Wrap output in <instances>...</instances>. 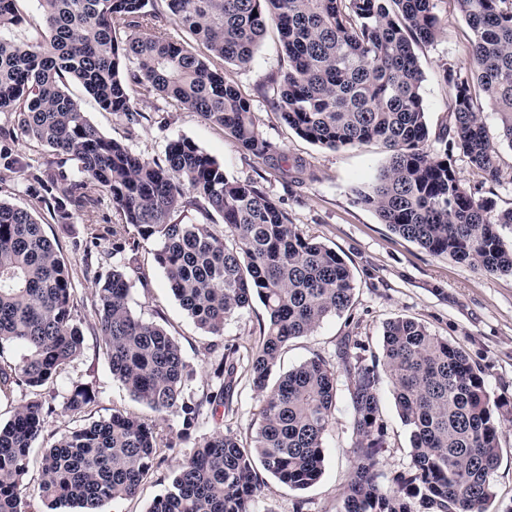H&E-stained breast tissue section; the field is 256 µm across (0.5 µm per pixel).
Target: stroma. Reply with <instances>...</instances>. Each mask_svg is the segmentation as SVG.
I'll list each match as a JSON object with an SVG mask.
<instances>
[{"mask_svg":"<svg viewBox=\"0 0 512 512\" xmlns=\"http://www.w3.org/2000/svg\"><path fill=\"white\" fill-rule=\"evenodd\" d=\"M442 29L429 44L415 52L423 71L421 96L426 121L433 135L451 121L452 100L443 79L445 71L467 74L473 66L472 33L455 0H435ZM288 68L276 29H268L249 66H227L226 72L252 103L253 119L263 137L306 165L309 175L296 182L283 177L267 164L245 153L223 129L197 113L184 110L161 94L135 96L142 112L140 124L103 111L77 83L69 90L89 122L106 137L121 141L135 154L150 161H163L167 145L185 138L213 156L226 177L255 181L287 212L300 233L340 253L349 263L354 284L350 308L332 315L310 335L291 340L282 352L278 371H286L321 355L335 361L344 337L365 345L368 354L380 355L385 324L397 317L412 318L450 343L465 350L481 368L488 390L512 401V275H490L466 263L436 256L380 223L377 215L357 202L354 190L369 182L385 163L387 152L379 143L346 146L336 150L299 137L274 112L261 87L270 77H281ZM451 163L464 183L478 196L493 198L497 210L512 209V147L500 144L498 178L485 180L468 158L453 153ZM73 161L53 155L47 147L24 136L13 115L0 114V199L30 211L45 235L56 240L69 263L76 284V298L84 316L85 342L80 356L69 366L68 380L93 382L96 402L88 421L109 418L112 412L128 411L145 419L156 412L134 401L112 376L96 330L94 276L112 266L135 263L147 287H134L130 297L133 313L163 326L182 345L193 370L187 392L202 398L211 384L212 366L222 347H236L237 371L232 378V405L224 415L225 428L242 438H252L258 426L259 399L253 389L250 359L267 312L260 301L240 310L224 326V334L211 340L193 323L174 298L163 271L153 259L152 243L136 240L122 254L112 252L111 241L92 245L87 239L86 220L72 212L68 223L52 218L40 184L47 176L71 175ZM217 349H210V342ZM335 423L325 438L324 471L314 485L303 491L289 489L269 473H261L262 489L255 512H338L353 470L352 421L345 391L346 377H339ZM380 419L384 424V446L375 469L377 484L393 488L396 478L412 466L411 433L395 405L389 382L380 389ZM502 455L495 475L496 497L489 512H512V415L501 420ZM214 430L205 421L187 441L165 451L137 493L105 503L102 512H146L152 501L169 486L178 463Z\"/></svg>","mask_w":512,"mask_h":512,"instance_id":"obj_1","label":"stroma"}]
</instances>
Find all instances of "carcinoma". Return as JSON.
Masks as SVG:
<instances>
[{
  "instance_id": "obj_1",
  "label": "carcinoma",
  "mask_w": 512,
  "mask_h": 512,
  "mask_svg": "<svg viewBox=\"0 0 512 512\" xmlns=\"http://www.w3.org/2000/svg\"><path fill=\"white\" fill-rule=\"evenodd\" d=\"M20 2L0 0V112L17 114L25 136L75 162L78 177L48 178L54 218L65 221L73 207L91 220L108 195L119 217L118 227L107 230L112 254L125 251L131 231L154 244L175 298L210 336H223L228 319L255 298L267 312L252 358L261 403L253 442L214 432L179 463L147 512H253L261 488L257 460L292 490L314 485L335 421L340 369L348 380L355 466L338 512H411L414 498L433 512H488L501 457L500 417L512 413V403L490 393L466 352L419 322L397 318L384 326L382 359L367 360L365 348L347 339L338 364L316 354L269 384L290 340L350 307L346 260L303 236L258 183L228 179L193 142L171 141L160 163L103 136L68 84L78 82L102 110L130 124L143 117L130 85L143 95L164 94L282 175L301 172L300 161L263 138L250 100L224 73L226 64L252 62L272 23L288 59L272 105L288 127L329 149L378 142L388 153L374 181L355 190L357 202L432 254L512 274V250L497 232V225L512 224V209L494 211L493 200L476 196L450 162L457 150L493 178L494 140L512 147L508 0H456L473 34L474 64L467 76L444 72L453 121L438 134L444 148L437 152L427 148L414 51L440 30L434 0H163L170 18L201 44L199 54L169 40L150 0H40V38L28 42L7 35L21 21ZM481 93L498 116L495 139L474 104ZM186 185L196 198L187 199ZM201 201L220 215L221 233L210 224L172 221L175 211ZM134 286L118 266L95 277L94 315L112 376L134 400L179 416L182 428L174 434L117 411L68 430L42 456L38 490L48 512H101L113 499L134 496L160 449L187 438L204 410L215 417L229 406L232 387L224 378L235 372L237 349L222 354L203 398L186 394L192 370L182 346L132 313ZM13 344L26 349L18 362L3 356ZM83 344L68 262L31 212L0 200V397L30 391L0 424V512H26L31 448L55 413L46 391ZM383 373L411 430L412 466L393 490L375 482ZM95 401L91 385L74 382L63 410L82 417Z\"/></svg>"
}]
</instances>
